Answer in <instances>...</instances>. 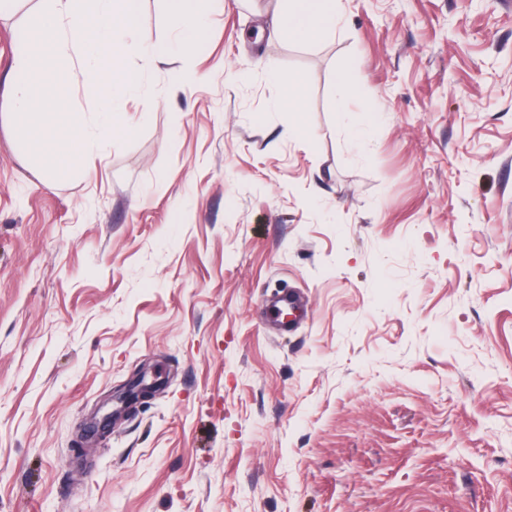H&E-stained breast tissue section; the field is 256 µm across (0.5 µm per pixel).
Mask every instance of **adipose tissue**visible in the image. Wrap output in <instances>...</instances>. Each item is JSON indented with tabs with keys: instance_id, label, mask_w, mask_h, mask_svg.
Here are the masks:
<instances>
[{
	"instance_id": "ef3b65f1",
	"label": "adipose tissue",
	"mask_w": 512,
	"mask_h": 512,
	"mask_svg": "<svg viewBox=\"0 0 512 512\" xmlns=\"http://www.w3.org/2000/svg\"><path fill=\"white\" fill-rule=\"evenodd\" d=\"M341 0H283L275 19L277 29L297 41H309L321 32L336 30Z\"/></svg>"
}]
</instances>
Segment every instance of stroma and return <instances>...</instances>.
<instances>
[{
  "label": "stroma",
  "mask_w": 512,
  "mask_h": 512,
  "mask_svg": "<svg viewBox=\"0 0 512 512\" xmlns=\"http://www.w3.org/2000/svg\"><path fill=\"white\" fill-rule=\"evenodd\" d=\"M281 6L129 57L134 134L50 185L3 118L35 0L0 21V512H512V0H342L305 43ZM149 368H140L133 378L127 382L123 390L119 391L117 395V403L120 404L117 408H111L100 417L97 418L101 409L108 406L112 402V398L103 402L102 405L93 413V425L91 426V433L93 436L98 435V439H105L111 434L114 425L129 416L136 409L137 404H141L152 399L158 391L159 384L155 381L150 383L146 382Z\"/></svg>",
  "instance_id": "35a3bbf8"
}]
</instances>
